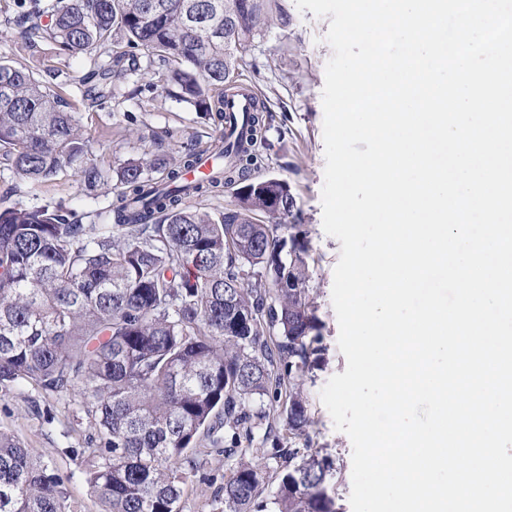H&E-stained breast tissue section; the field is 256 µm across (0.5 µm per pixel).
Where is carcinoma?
<instances>
[{"mask_svg": "<svg viewBox=\"0 0 512 512\" xmlns=\"http://www.w3.org/2000/svg\"><path fill=\"white\" fill-rule=\"evenodd\" d=\"M25 47L54 43L96 62L112 95L130 75H157L175 98L224 123V91L277 21L284 0H18ZM145 51V65L128 49ZM264 107L249 118L251 146L218 139L226 162L204 180L183 173L203 153L180 151L153 181L143 163L117 172L107 224L70 221L58 207H0V388L25 383L41 396L74 398L85 418L79 462L102 512H179L200 458L244 456L254 432L275 439L277 485L239 462L222 487V512H338L333 463L293 446L314 424L305 388L318 331L310 297L308 241L288 183L254 177ZM88 138L62 98L22 65L0 60V162L39 188L80 165L85 183L105 180L85 162ZM237 186L234 208L190 205ZM292 233H278L282 225ZM0 512H70L46 461L0 430Z\"/></svg>", "mask_w": 512, "mask_h": 512, "instance_id": "carcinoma-1", "label": "carcinoma"}]
</instances>
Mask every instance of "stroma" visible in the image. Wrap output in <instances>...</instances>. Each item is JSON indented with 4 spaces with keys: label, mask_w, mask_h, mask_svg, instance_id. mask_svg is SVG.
Returning <instances> with one entry per match:
<instances>
[{
    "label": "stroma",
    "mask_w": 512,
    "mask_h": 512,
    "mask_svg": "<svg viewBox=\"0 0 512 512\" xmlns=\"http://www.w3.org/2000/svg\"><path fill=\"white\" fill-rule=\"evenodd\" d=\"M287 6V26L274 27L257 44L239 80L253 86L266 106V143L259 148L263 162L258 173L288 182L298 205L294 221L301 224L310 248V286L322 336V351L306 380L315 420L310 438L313 447L332 460L338 503L343 512H350L352 444L335 429L320 398L327 381L346 369L331 298L341 244L322 225V92L325 67L332 56L325 40L330 21L299 10L295 0H288ZM15 15L14 0H0V58L31 67L42 82L59 90L66 110L88 137L90 157L99 167L116 171L128 161L166 154L187 144L209 148L217 134L214 126L166 96L153 76L132 77L118 99L95 103L88 95L95 81L87 60L68 56L46 42L34 50L17 52V28L9 23ZM112 198V185L88 190L76 167L63 170L51 184L35 190L0 163V204L5 206L59 205L71 220L81 221L89 214L108 216ZM0 429L15 435L32 459L52 462L73 512H101L78 467L83 427L72 405L52 396L36 399L29 388H16L0 395ZM231 469L221 455L204 457L201 477L192 478L185 487L181 512H221L217 494Z\"/></svg>",
    "instance_id": "1"
}]
</instances>
